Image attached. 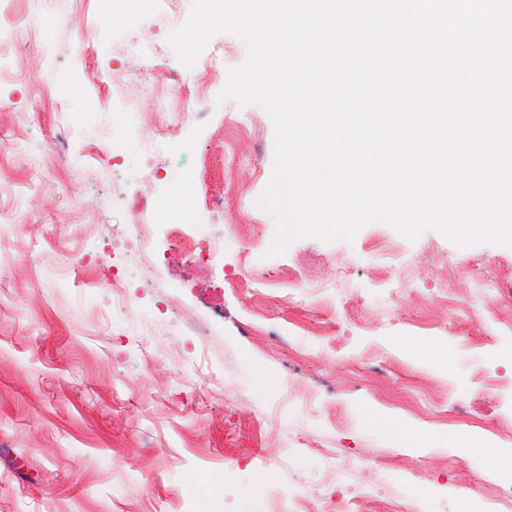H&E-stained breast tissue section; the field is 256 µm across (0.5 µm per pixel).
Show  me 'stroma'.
<instances>
[{"label":"stroma","mask_w":512,"mask_h":512,"mask_svg":"<svg viewBox=\"0 0 512 512\" xmlns=\"http://www.w3.org/2000/svg\"><path fill=\"white\" fill-rule=\"evenodd\" d=\"M190 6L0 0V512H332L356 493L330 477L350 460L375 490L362 512H512V468L479 454L512 458V247L372 223L269 256L273 124L179 62L166 38ZM145 54L199 111L149 144L154 112L112 100ZM185 183L192 209H167ZM135 220L163 288L132 291L133 328L94 283L136 246L111 225ZM176 225L223 237L222 256L177 254ZM172 305L211 319L208 347ZM397 423L425 447L400 449Z\"/></svg>","instance_id":"stroma-1"}]
</instances>
